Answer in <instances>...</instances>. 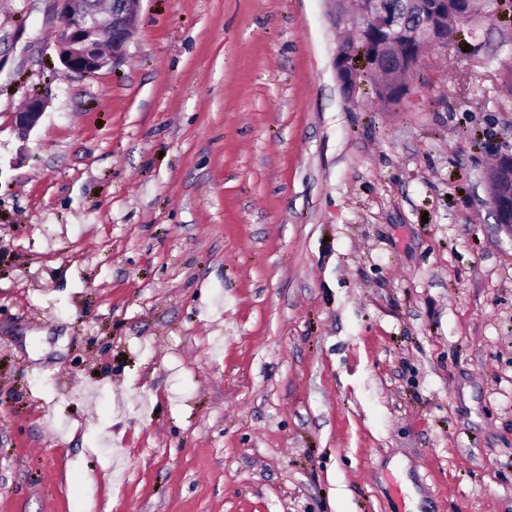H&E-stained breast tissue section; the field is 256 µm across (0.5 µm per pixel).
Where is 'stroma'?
Returning <instances> with one entry per match:
<instances>
[{"label": "stroma", "instance_id": "35a3bbf8", "mask_svg": "<svg viewBox=\"0 0 512 512\" xmlns=\"http://www.w3.org/2000/svg\"><path fill=\"white\" fill-rule=\"evenodd\" d=\"M56 24L0 0V512H512V21L390 106L326 0ZM96 0H56L58 26L54 42L65 70L91 74L123 59L125 45L134 36L140 0H113L106 16L98 3L91 12L88 2ZM118 1V2H115ZM110 52L102 50V44ZM354 51L352 47L339 43L334 57L336 80L347 96L354 94L364 81L370 79L369 66L376 59V54L370 53L364 42ZM356 57L360 60L356 61ZM45 104L39 98L29 99L24 107L16 112L15 122L21 129H32L44 113ZM487 179L491 190L487 205L496 224L506 226L512 233V156H501L500 164Z\"/></svg>", "mask_w": 512, "mask_h": 512}]
</instances>
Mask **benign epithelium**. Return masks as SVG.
Segmentation results:
<instances>
[{
	"mask_svg": "<svg viewBox=\"0 0 512 512\" xmlns=\"http://www.w3.org/2000/svg\"><path fill=\"white\" fill-rule=\"evenodd\" d=\"M88 2L56 0L59 24L54 30V42L61 64L70 72L91 74L120 62L125 45L136 31L140 0H113L105 16L97 7L89 10ZM330 2L334 3L333 24L351 23L361 34L371 28L386 30L384 55L399 57L396 28L400 27L401 21L387 6V0ZM407 7L428 17L424 27L413 33V37L426 39L445 51L455 46L457 38H448L443 27V22L448 19V0H407ZM375 59L376 54L369 52L363 43L357 50L338 44L334 68L336 80L345 94H354L364 81L370 79L369 66ZM44 109L41 99L28 100L16 112V125L24 130L32 129ZM487 179L490 185L487 205L495 223L512 230V156H501L500 164Z\"/></svg>",
	"mask_w": 512,
	"mask_h": 512,
	"instance_id": "1",
	"label": "benign epithelium"
}]
</instances>
